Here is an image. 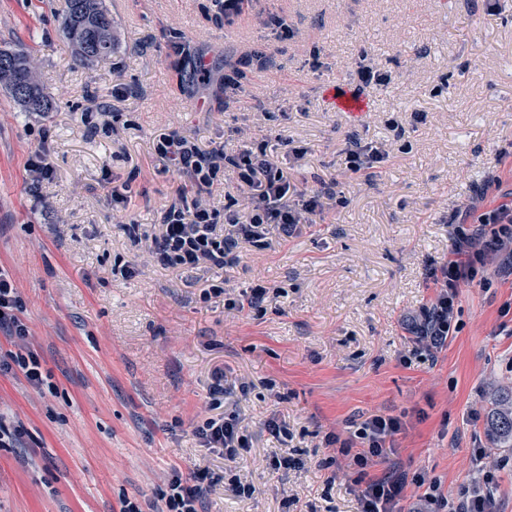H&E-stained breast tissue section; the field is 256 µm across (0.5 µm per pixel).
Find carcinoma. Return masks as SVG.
<instances>
[{
    "instance_id": "cac0c4a2",
    "label": "carcinoma",
    "mask_w": 512,
    "mask_h": 512,
    "mask_svg": "<svg viewBox=\"0 0 512 512\" xmlns=\"http://www.w3.org/2000/svg\"><path fill=\"white\" fill-rule=\"evenodd\" d=\"M63 33L72 54L81 61L106 57L115 48L112 17L102 0H64ZM0 87L28 112H50L52 97L40 87L29 53L22 47L0 49ZM487 434L498 448H512V388H502L491 398Z\"/></svg>"
}]
</instances>
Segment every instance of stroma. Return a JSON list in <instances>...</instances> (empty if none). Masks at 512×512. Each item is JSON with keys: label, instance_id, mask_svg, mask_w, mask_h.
Returning a JSON list of instances; mask_svg holds the SVG:
<instances>
[{"label": "stroma", "instance_id": "stroma-1", "mask_svg": "<svg viewBox=\"0 0 512 512\" xmlns=\"http://www.w3.org/2000/svg\"><path fill=\"white\" fill-rule=\"evenodd\" d=\"M61 2L0 0V48L32 50L56 102L28 112L0 88V268L48 382L37 390L0 375V417L23 427L15 447L0 448V512H119L127 498L160 512L172 474L202 468L256 488L241 498L217 483L206 512H357L351 484L385 468L331 477L324 463L337 450L325 439L349 437L372 413L404 416L400 471L428 473L447 496L484 449L499 512H512V448L493 447L483 420L491 393L512 386V313L501 312L512 277L489 269L458 294V326L441 351H416L404 326L430 301L427 274L448 258L456 209L476 218L512 201V0H272L301 38L248 69L247 95L230 108L219 81L225 57L259 39L248 15L228 25L214 0H104L117 46L88 63L71 55ZM174 42L189 54L173 53ZM363 51L391 77L362 97L377 115L367 128L335 97L337 60ZM198 54L210 83L192 75ZM263 94L290 102L257 130L280 166L294 146L305 178L329 176L351 134L390 155L372 179L345 187L347 205L264 253L243 242L233 266L203 270L148 261L177 186L155 156L157 136L177 130L237 152L230 132ZM43 143L54 173L36 189L26 163ZM123 183L147 239L112 222V187ZM226 278L269 288L263 308L203 298ZM217 368L249 446L231 465L195 434L211 415ZM272 418L286 435L266 430ZM276 454L303 465L274 477L262 462Z\"/></svg>", "mask_w": 512, "mask_h": 512}]
</instances>
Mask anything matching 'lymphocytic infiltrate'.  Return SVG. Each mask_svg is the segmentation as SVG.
I'll return each instance as SVG.
<instances>
[{"mask_svg": "<svg viewBox=\"0 0 512 512\" xmlns=\"http://www.w3.org/2000/svg\"><path fill=\"white\" fill-rule=\"evenodd\" d=\"M234 135L241 150L233 156L220 147L204 150L176 131L160 135L155 152L165 170L179 176L180 184L153 242L151 258L187 269L234 264L240 242L264 249L270 245L271 233L288 239L323 220L331 202L341 196L346 179L371 178L375 165L388 156L387 151L349 137L345 168L307 187L268 159L264 147L256 146L254 126L236 127ZM226 167L232 171L225 183L229 203L220 211L214 207L211 187ZM466 216L461 210L451 217L454 242L447 261L428 274L433 288L429 305L405 319L417 349L431 352L444 346L456 329L459 289L471 285L486 266L500 264L503 272L512 275V205L482 214L475 224L467 223ZM221 223L227 224V233H218ZM22 311L13 281L0 269V329L20 342L17 350L0 353V374H22L30 386L38 388L44 379L37 353L23 344L28 327ZM225 393L224 372L214 370L210 384L213 414L198 426L196 434L202 447L234 462L247 452L248 445L239 433L237 415L221 410ZM404 428L401 417L374 414L357 424L351 438L328 434L327 444L338 446L340 452L330 463L338 465L343 456L361 468L390 462L397 453L395 437ZM221 480L220 474L206 469L197 471L188 482L174 476L164 495V512H203L210 488ZM410 484L418 494L413 507L406 509L403 492ZM494 489L492 476L479 465L470 481L448 497L424 473L360 479L354 481L351 492L359 512H498Z\"/></svg>", "mask_w": 512, "mask_h": 512, "instance_id": "f902f5d3", "label": "lymphocytic infiltrate"}]
</instances>
